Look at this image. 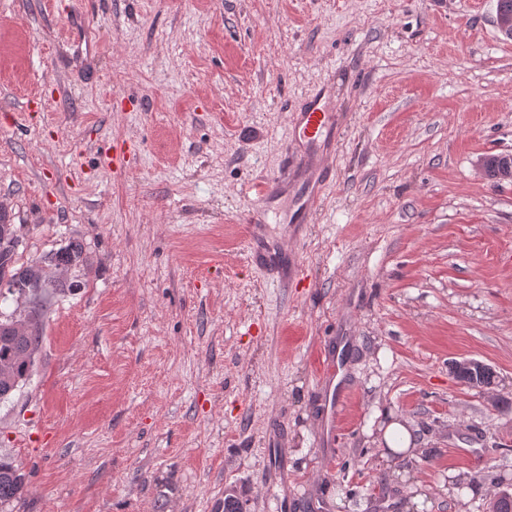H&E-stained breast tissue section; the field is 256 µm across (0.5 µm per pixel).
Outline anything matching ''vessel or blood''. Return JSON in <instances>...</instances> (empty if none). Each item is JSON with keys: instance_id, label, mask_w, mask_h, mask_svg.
<instances>
[{"instance_id": "vessel-or-blood-1", "label": "vessel or blood", "mask_w": 512, "mask_h": 512, "mask_svg": "<svg viewBox=\"0 0 512 512\" xmlns=\"http://www.w3.org/2000/svg\"><path fill=\"white\" fill-rule=\"evenodd\" d=\"M292 134L300 147L290 161L288 173H274L249 184L244 195L252 204L246 216L249 259L252 265L263 272L277 275L287 281L288 274L282 266V258L289 249L298 247L301 235L290 231L282 245L272 246L266 240V215L272 203L288 186L289 177H296L300 190L290 203L296 223L307 224L318 211L328 183L323 176L329 165L340 135L336 128L335 105L326 94L319 93L301 103L290 115ZM343 373L337 358H330L328 370L318 382L324 388L323 429L335 434L339 407L347 393L346 387L336 386L335 380Z\"/></svg>"}]
</instances>
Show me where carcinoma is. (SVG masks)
Listing matches in <instances>:
<instances>
[{"instance_id": "cac0c4a2", "label": "carcinoma", "mask_w": 512, "mask_h": 512, "mask_svg": "<svg viewBox=\"0 0 512 512\" xmlns=\"http://www.w3.org/2000/svg\"><path fill=\"white\" fill-rule=\"evenodd\" d=\"M487 175L497 181L512 179V155L491 157L485 162ZM0 280L8 278L7 288L15 289L21 295L33 294L32 282L37 279L40 266L31 264L15 267V255L19 237L14 225L6 223V217L0 214ZM47 258L66 268L77 266L85 261L83 249L74 245L64 252H55ZM39 314H28L30 330L26 334H16L11 328V322L0 323V401L5 400L26 382L34 363V356L40 343L38 333ZM459 376L466 382L476 381L486 385L495 383L494 371L486 366L480 371L473 372L463 366H454ZM26 484V475L11 462L0 460V506H4L22 494Z\"/></svg>"}]
</instances>
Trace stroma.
Returning a JSON list of instances; mask_svg holds the SVG:
<instances>
[{
    "label": "stroma",
    "instance_id": "obj_1",
    "mask_svg": "<svg viewBox=\"0 0 512 512\" xmlns=\"http://www.w3.org/2000/svg\"><path fill=\"white\" fill-rule=\"evenodd\" d=\"M496 0H0V206L18 265L81 245L0 402V512H487L512 486V40ZM344 127L300 281L240 189L288 102ZM132 145L123 171L115 144ZM348 364L319 445L326 353ZM496 374L483 390L455 362ZM407 450L384 439L390 423ZM485 172L497 181L512 179V155L491 157L485 162ZM26 475L11 462L0 460V506L13 502L22 494Z\"/></svg>",
    "mask_w": 512,
    "mask_h": 512
}]
</instances>
